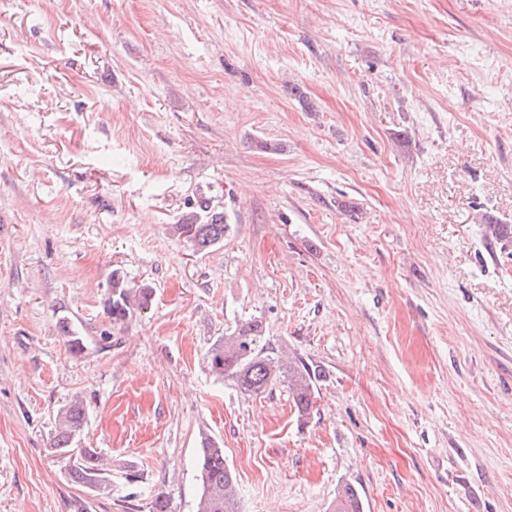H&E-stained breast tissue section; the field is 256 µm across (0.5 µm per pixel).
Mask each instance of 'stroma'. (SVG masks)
I'll return each instance as SVG.
<instances>
[{
    "label": "stroma",
    "instance_id": "stroma-1",
    "mask_svg": "<svg viewBox=\"0 0 512 512\" xmlns=\"http://www.w3.org/2000/svg\"><path fill=\"white\" fill-rule=\"evenodd\" d=\"M300 86L303 96L289 89ZM232 233L170 231L200 204ZM512 0H0V512H512ZM151 285L113 323V273ZM320 366L209 370L225 330ZM67 319L83 340L71 353ZM112 493L70 482L58 410ZM231 230L232 224L228 223L224 211L212 210L209 205L183 213L177 224H172L174 235L183 238L198 253L223 243ZM481 224L486 245L501 252L512 249V224L491 214L482 215ZM264 335L263 322L258 319L225 333L207 352L211 372L248 394H259L273 381L282 379L288 384L298 417L309 418L320 372L296 353L283 355ZM196 467L202 487L196 512H241L236 477L224 459V449L209 436L200 439ZM329 511L364 512V502L358 487L350 481L339 484L336 488V499Z\"/></svg>",
    "mask_w": 512,
    "mask_h": 512
}]
</instances>
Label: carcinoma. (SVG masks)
Wrapping results in <instances>:
<instances>
[{"instance_id": "cac0c4a2", "label": "carcinoma", "mask_w": 512, "mask_h": 512, "mask_svg": "<svg viewBox=\"0 0 512 512\" xmlns=\"http://www.w3.org/2000/svg\"><path fill=\"white\" fill-rule=\"evenodd\" d=\"M485 244L501 251L512 249V224L494 215L481 217ZM232 230L226 214L204 205L182 214L172 231L194 251H208L224 242ZM148 285L136 290L126 287L123 277L112 274V288L107 311L112 322L121 323L137 308L152 300ZM207 364L214 374L231 382L238 390L259 394L276 380L288 384L289 396L299 418L307 419L315 404L320 372L298 354L283 355L265 336L263 322L252 319L224 334L207 352ZM86 420L83 401L73 399L56 417L53 448L68 455L67 475L71 482L97 495L112 492V479L94 448H75ZM196 467L202 491L196 512H241L236 477L226 460L224 449L209 436L200 439ZM330 512H364L358 487L350 481L339 484Z\"/></svg>"}]
</instances>
